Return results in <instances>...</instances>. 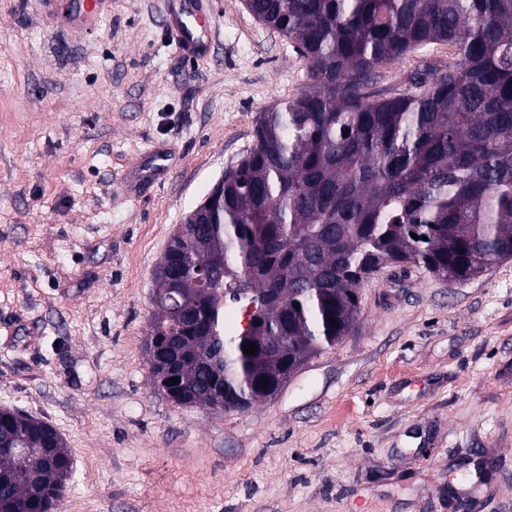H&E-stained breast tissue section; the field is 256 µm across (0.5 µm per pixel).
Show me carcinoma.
Masks as SVG:
<instances>
[{
    "label": "carcinoma",
    "instance_id": "cac0c4a2",
    "mask_svg": "<svg viewBox=\"0 0 512 512\" xmlns=\"http://www.w3.org/2000/svg\"><path fill=\"white\" fill-rule=\"evenodd\" d=\"M296 45L309 87L260 113L188 233L154 271L153 387L178 406L245 411L348 335L388 264L450 283L512 259V0H246ZM446 43L399 93L380 69ZM419 239L412 238V235ZM253 306L250 332L228 304ZM176 338V374L155 351ZM263 337L279 353L248 355ZM30 456L21 461L16 450ZM72 458L45 421L0 409V507L54 512Z\"/></svg>",
    "mask_w": 512,
    "mask_h": 512
}]
</instances>
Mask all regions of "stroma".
I'll return each mask as SVG.
<instances>
[{"instance_id":"obj_1","label":"stroma","mask_w":512,"mask_h":512,"mask_svg":"<svg viewBox=\"0 0 512 512\" xmlns=\"http://www.w3.org/2000/svg\"><path fill=\"white\" fill-rule=\"evenodd\" d=\"M209 3L188 58L166 0L83 23L70 0H0V408L64 438L55 512H512V260L455 284L382 269L353 332L249 410L154 390L156 264L258 113L308 86L244 0ZM451 60L430 45L377 86Z\"/></svg>"}]
</instances>
